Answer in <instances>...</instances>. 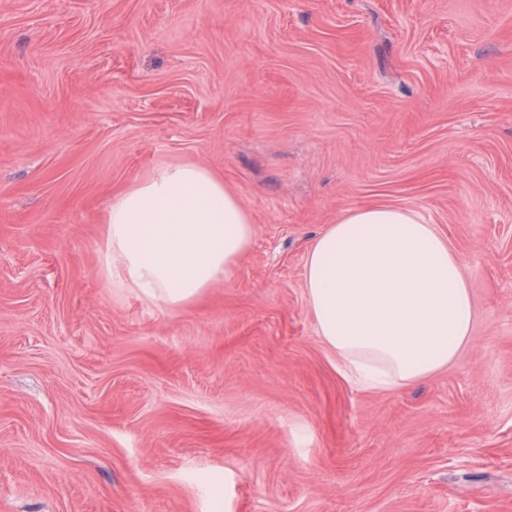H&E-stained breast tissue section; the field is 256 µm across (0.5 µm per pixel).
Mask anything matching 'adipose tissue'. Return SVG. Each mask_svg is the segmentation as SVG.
I'll list each match as a JSON object with an SVG mask.
<instances>
[{
	"label": "adipose tissue",
	"instance_id": "1",
	"mask_svg": "<svg viewBox=\"0 0 512 512\" xmlns=\"http://www.w3.org/2000/svg\"><path fill=\"white\" fill-rule=\"evenodd\" d=\"M106 224L103 276L168 308L231 278L255 234L236 194L195 164L160 167L115 195ZM305 286L323 345L356 386H409L472 342L462 262L412 211L345 212L310 244Z\"/></svg>",
	"mask_w": 512,
	"mask_h": 512
}]
</instances>
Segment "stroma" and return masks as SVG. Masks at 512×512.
Segmentation results:
<instances>
[{
  "mask_svg": "<svg viewBox=\"0 0 512 512\" xmlns=\"http://www.w3.org/2000/svg\"><path fill=\"white\" fill-rule=\"evenodd\" d=\"M220 176L255 226L165 308L99 270L113 195ZM395 205L474 341L392 391L316 332L310 242ZM512 512V0H0V512Z\"/></svg>",
  "mask_w": 512,
  "mask_h": 512,
  "instance_id": "stroma-1",
  "label": "stroma"
}]
</instances>
